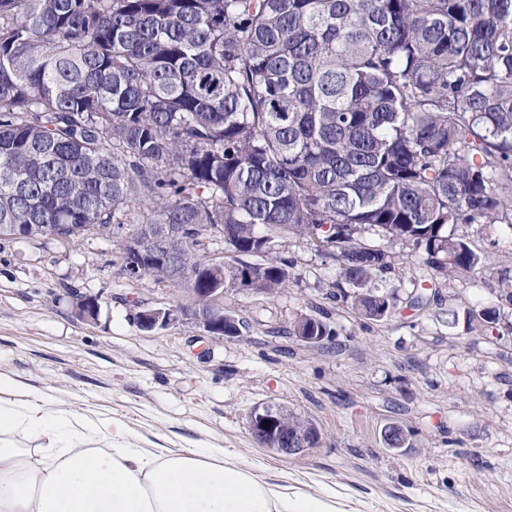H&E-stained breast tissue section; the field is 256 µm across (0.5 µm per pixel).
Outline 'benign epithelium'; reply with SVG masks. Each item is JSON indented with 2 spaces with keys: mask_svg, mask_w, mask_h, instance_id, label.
<instances>
[{
  "mask_svg": "<svg viewBox=\"0 0 512 512\" xmlns=\"http://www.w3.org/2000/svg\"><path fill=\"white\" fill-rule=\"evenodd\" d=\"M182 233L181 227L166 232L158 249H151L148 245L133 240L131 236L126 237L122 264L126 276L139 279L144 276L145 271L155 267L172 269L181 257L179 242ZM203 264L207 274L201 280L206 287L192 289L189 298L168 307H156L145 301L137 303L134 319L138 327L152 331L191 320L211 337L238 336L242 321L224 311V262L205 258ZM76 308L78 315L86 321H93L98 317L99 303L93 297L78 298ZM292 324L298 341L309 347H318L323 343L324 337L311 335L304 317H295ZM266 421L270 422L268 428L264 427ZM249 429L256 440L284 457L300 454L306 451L307 445L317 441L313 433L301 435L289 429L288 422L273 414V410L266 406L254 409L250 416Z\"/></svg>",
  "mask_w": 512,
  "mask_h": 512,
  "instance_id": "obj_1",
  "label": "benign epithelium"
}]
</instances>
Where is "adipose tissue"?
Returning <instances> with one entry per match:
<instances>
[{
	"instance_id": "ef3b65f1",
	"label": "adipose tissue",
	"mask_w": 512,
	"mask_h": 512,
	"mask_svg": "<svg viewBox=\"0 0 512 512\" xmlns=\"http://www.w3.org/2000/svg\"><path fill=\"white\" fill-rule=\"evenodd\" d=\"M13 387L0 376V512H336L334 496L259 479L233 452H153L120 420L36 410L3 398Z\"/></svg>"
}]
</instances>
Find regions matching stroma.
Returning a JSON list of instances; mask_svg holds the SVG:
<instances>
[{
    "label": "stroma",
    "instance_id": "stroma-1",
    "mask_svg": "<svg viewBox=\"0 0 512 512\" xmlns=\"http://www.w3.org/2000/svg\"><path fill=\"white\" fill-rule=\"evenodd\" d=\"M148 217L129 211L69 244L0 237V375L16 397L119 419L140 447L164 454L229 450L268 480L335 493L340 512H512L507 225L457 226L484 258L476 275L432 278L421 255L396 250L382 284L395 288L398 307L379 321L340 298L331 255L284 239L287 291L226 292V310L248 328L205 339L188 321L153 331L134 321L138 300L185 297L122 270L128 228ZM80 295L98 298L96 321L78 316ZM488 309L493 322L469 323ZM300 314L326 320L333 336L302 345L289 332ZM266 405L313 423L316 447L282 457L259 443L249 416ZM392 426L401 448L385 441Z\"/></svg>",
    "mask_w": 512,
    "mask_h": 512
}]
</instances>
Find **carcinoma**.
Masks as SVG:
<instances>
[{"label":"carcinoma","instance_id":"carcinoma-1","mask_svg":"<svg viewBox=\"0 0 512 512\" xmlns=\"http://www.w3.org/2000/svg\"><path fill=\"white\" fill-rule=\"evenodd\" d=\"M141 207L197 225L187 289L219 226L224 288L283 292L306 239L368 320L389 244L480 273L455 227L512 228V0H0V225Z\"/></svg>","mask_w":512,"mask_h":512}]
</instances>
